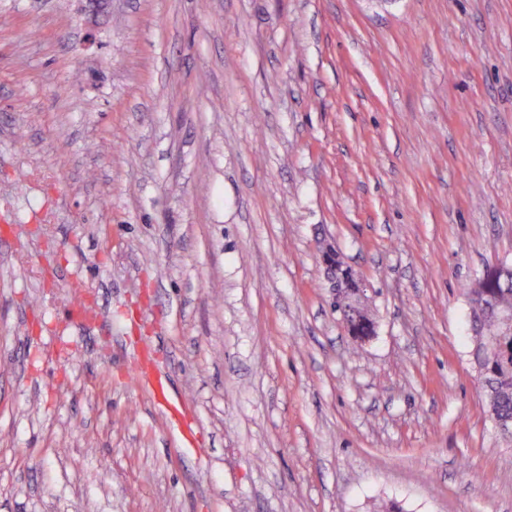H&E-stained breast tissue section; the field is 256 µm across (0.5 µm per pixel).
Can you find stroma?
<instances>
[{
    "label": "stroma",
    "mask_w": 512,
    "mask_h": 512,
    "mask_svg": "<svg viewBox=\"0 0 512 512\" xmlns=\"http://www.w3.org/2000/svg\"><path fill=\"white\" fill-rule=\"evenodd\" d=\"M503 259L512 0H0V512H512ZM336 251L332 249L331 247H327L326 250L323 253V260L326 265V268L328 270V275H330V279L332 281L333 287H332V299H334V306L336 308V299H339L342 293V289L344 288L343 279L336 277V265L334 268V263L332 262V259L334 258V254ZM350 304V292L341 297L339 299V305H342L344 307L348 306ZM491 266L486 267L482 276L490 273ZM490 274L493 277L494 288L489 289L496 296V308L484 307L494 303L491 294L482 295V306L480 300L474 297L477 292L473 288L468 291L474 333L471 357L473 366L478 364L481 367L479 380L486 402L492 399L496 412L500 416L512 418V332L507 333L504 329V326L506 329H511L512 314L502 311L500 321L499 313V309L512 312V284L505 276L495 275L492 272ZM490 339L496 340L499 347V353L494 362H491L485 349Z\"/></svg>",
    "instance_id": "obj_1"
}]
</instances>
